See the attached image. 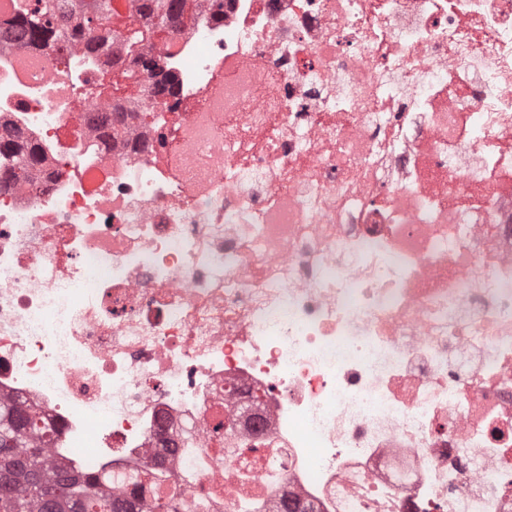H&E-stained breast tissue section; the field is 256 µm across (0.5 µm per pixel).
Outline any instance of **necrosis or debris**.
Returning a JSON list of instances; mask_svg holds the SVG:
<instances>
[{
  "label": "necrosis or debris",
  "mask_w": 512,
  "mask_h": 512,
  "mask_svg": "<svg viewBox=\"0 0 512 512\" xmlns=\"http://www.w3.org/2000/svg\"><path fill=\"white\" fill-rule=\"evenodd\" d=\"M112 8L137 46L0 45V403L115 494L512 512V0ZM142 12L155 17L158 28H163L168 19L181 14L188 0H139ZM16 137H0V151L2 148L11 150L12 155L15 156L16 168L20 170H27L33 168L39 162L38 153L34 149L24 147L18 143L19 134Z\"/></svg>",
  "instance_id": "obj_1"
}]
</instances>
